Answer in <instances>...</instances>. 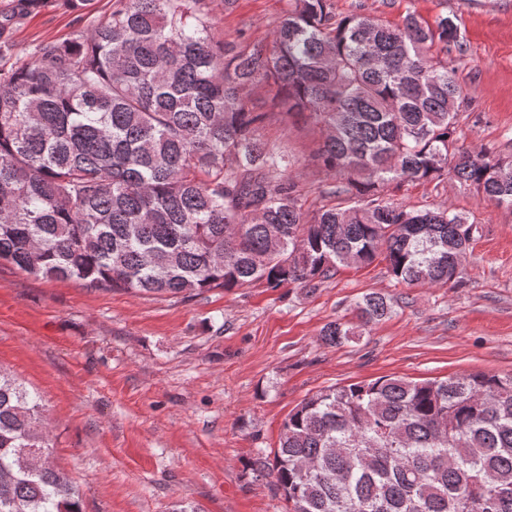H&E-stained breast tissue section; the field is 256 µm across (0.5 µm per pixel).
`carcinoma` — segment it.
<instances>
[{"instance_id": "cac0c4a2", "label": "carcinoma", "mask_w": 512, "mask_h": 512, "mask_svg": "<svg viewBox=\"0 0 512 512\" xmlns=\"http://www.w3.org/2000/svg\"><path fill=\"white\" fill-rule=\"evenodd\" d=\"M60 2L88 25L0 64V261L160 297L314 288L379 258L400 283L463 288L478 225L390 202L386 187L452 178L512 209V154L459 145L463 42L446 14L392 26L287 0L271 41L235 49L211 32L207 0H110L100 17L97 0ZM48 3L0 0V61ZM262 80L320 126L317 162L346 176L337 204L307 213L288 156L260 139L245 96ZM356 311L365 328L391 304L372 293ZM358 335L322 331L336 345ZM251 471L274 478L288 512H512V373L325 387ZM0 512H81L40 397L2 372Z\"/></svg>"}]
</instances>
